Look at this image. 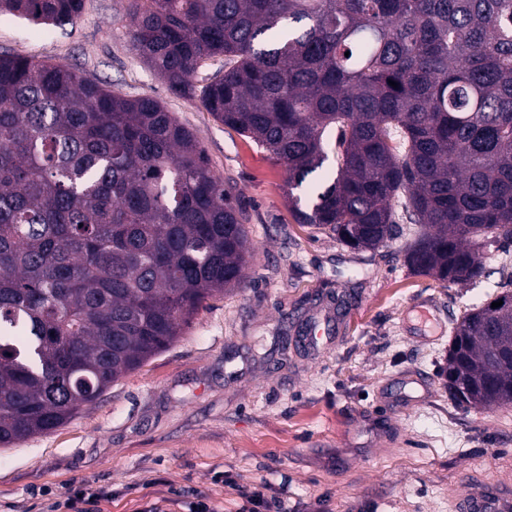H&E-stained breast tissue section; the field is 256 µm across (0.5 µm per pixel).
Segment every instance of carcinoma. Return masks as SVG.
Here are the masks:
<instances>
[{
  "instance_id": "carcinoma-1",
  "label": "carcinoma",
  "mask_w": 512,
  "mask_h": 512,
  "mask_svg": "<svg viewBox=\"0 0 512 512\" xmlns=\"http://www.w3.org/2000/svg\"><path fill=\"white\" fill-rule=\"evenodd\" d=\"M83 2L0 14L72 24ZM132 19L171 93L305 188L298 223L376 250L400 205L423 227L407 266L442 283L481 278L485 252L512 245V0H133ZM244 221L158 100L1 53L0 447L66 424L240 286ZM442 374L459 406L512 404V303L457 319Z\"/></svg>"
}]
</instances>
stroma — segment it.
<instances>
[{
	"instance_id": "obj_1",
	"label": "stroma",
	"mask_w": 512,
	"mask_h": 512,
	"mask_svg": "<svg viewBox=\"0 0 512 512\" xmlns=\"http://www.w3.org/2000/svg\"><path fill=\"white\" fill-rule=\"evenodd\" d=\"M129 0H84L75 25L0 16V52L62 63L192 130L244 210L242 287L208 298L177 339L62 427L0 448V512H50L80 482L101 512H237L267 483L283 512H452L479 475L512 484V405L463 408L439 371L457 318L502 294L512 252L441 285L412 272L419 230L373 251L297 223L288 175L252 139L171 94L133 52Z\"/></svg>"
}]
</instances>
